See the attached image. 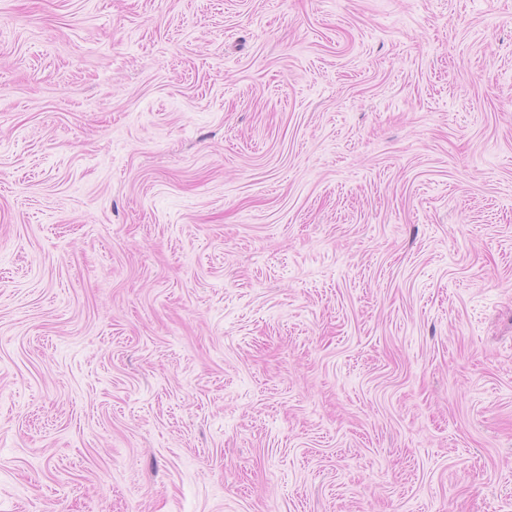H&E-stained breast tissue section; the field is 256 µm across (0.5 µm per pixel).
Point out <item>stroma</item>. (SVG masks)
Segmentation results:
<instances>
[{
    "label": "stroma",
    "instance_id": "1",
    "mask_svg": "<svg viewBox=\"0 0 512 512\" xmlns=\"http://www.w3.org/2000/svg\"><path fill=\"white\" fill-rule=\"evenodd\" d=\"M0 512H512V0H0Z\"/></svg>",
    "mask_w": 512,
    "mask_h": 512
}]
</instances>
